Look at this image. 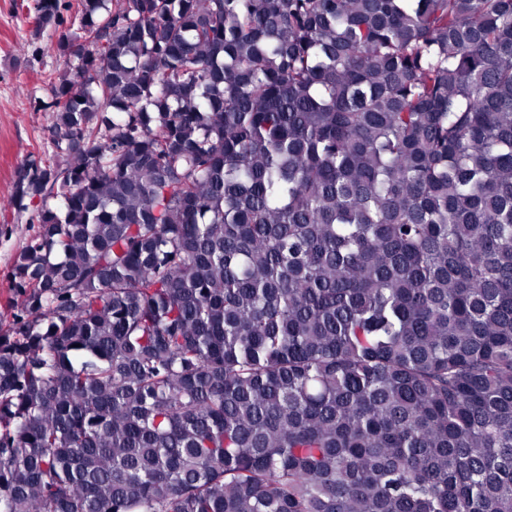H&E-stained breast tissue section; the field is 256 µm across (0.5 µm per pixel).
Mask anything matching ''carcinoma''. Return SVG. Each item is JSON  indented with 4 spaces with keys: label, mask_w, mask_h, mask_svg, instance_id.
Here are the masks:
<instances>
[{
    "label": "carcinoma",
    "mask_w": 512,
    "mask_h": 512,
    "mask_svg": "<svg viewBox=\"0 0 512 512\" xmlns=\"http://www.w3.org/2000/svg\"><path fill=\"white\" fill-rule=\"evenodd\" d=\"M80 14L0 512H512V0Z\"/></svg>",
    "instance_id": "1"
}]
</instances>
